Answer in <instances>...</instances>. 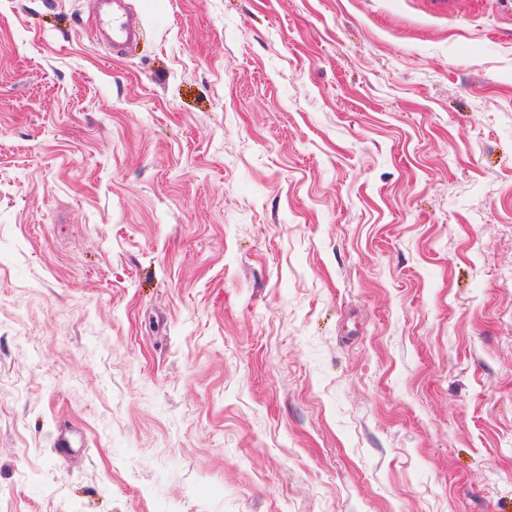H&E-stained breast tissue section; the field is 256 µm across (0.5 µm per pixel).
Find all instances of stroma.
I'll return each instance as SVG.
<instances>
[{
    "label": "stroma",
    "mask_w": 512,
    "mask_h": 512,
    "mask_svg": "<svg viewBox=\"0 0 512 512\" xmlns=\"http://www.w3.org/2000/svg\"><path fill=\"white\" fill-rule=\"evenodd\" d=\"M130 2L0 0V512H512V0ZM124 0H95V23L92 35L101 42L112 46V53L132 42L137 28L125 12Z\"/></svg>",
    "instance_id": "1"
}]
</instances>
